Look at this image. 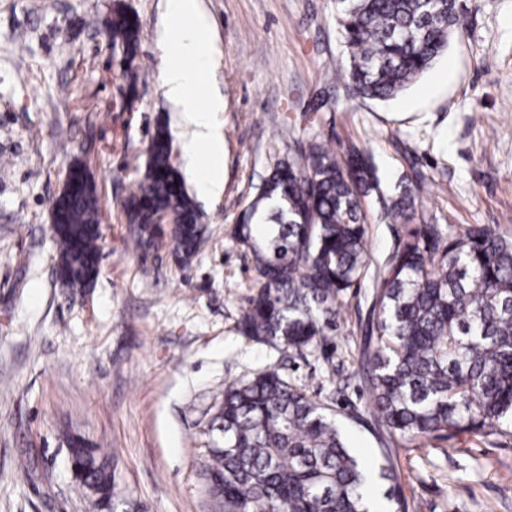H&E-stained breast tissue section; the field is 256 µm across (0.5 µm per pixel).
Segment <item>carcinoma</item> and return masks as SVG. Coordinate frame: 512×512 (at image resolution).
<instances>
[{"label": "carcinoma", "mask_w": 512, "mask_h": 512, "mask_svg": "<svg viewBox=\"0 0 512 512\" xmlns=\"http://www.w3.org/2000/svg\"><path fill=\"white\" fill-rule=\"evenodd\" d=\"M353 98L387 101L432 67L464 29L457 0H336ZM138 16L116 6L104 35L138 77ZM379 187L365 151L339 154L315 135L293 161H279L243 210L234 240L255 276L238 331L248 341L302 354L336 335L343 292L369 256L362 200ZM56 284L81 291L99 275L100 200L85 167L68 170L55 201ZM144 256L162 247L190 265L208 227L157 126L144 171L123 203ZM406 186L387 214L403 235L371 301L372 350L364 381L370 411L392 443L512 429V233L470 225L443 234L419 221ZM164 217L168 224L154 223ZM222 447L209 449L211 489L224 512H369L372 480L395 482L394 449L370 466L348 448L336 420L304 388L268 367L224 385L213 420ZM75 478L96 512L111 507L107 457L79 435L68 439Z\"/></svg>", "instance_id": "carcinoma-1"}]
</instances>
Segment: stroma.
Returning <instances> with one entry per match:
<instances>
[{"label": "stroma", "instance_id": "stroma-1", "mask_svg": "<svg viewBox=\"0 0 512 512\" xmlns=\"http://www.w3.org/2000/svg\"><path fill=\"white\" fill-rule=\"evenodd\" d=\"M117 0H0V512H91L66 438L105 449L120 499L141 512H223L211 493V424L225 383L272 366L335 414L352 452L376 462L385 432L370 415L363 358L375 278L401 225L383 200L420 184L427 223L512 231V0H460L468 30L398 98L354 100L336 0H200L206 84L220 94L224 187L201 199L209 233L191 265L169 249L141 257L122 208L158 125L194 190L189 128L168 99L165 0H118L141 23L139 79L96 29ZM331 101L311 109L314 97ZM368 149L380 192L365 206L366 275L342 298L335 336L300 356L236 327L252 256L234 244L239 214L272 165L308 136ZM88 167L103 221L93 288L55 282L51 208L74 160ZM399 499L385 512H512V438L463 434L396 449Z\"/></svg>", "mask_w": 512, "mask_h": 512}]
</instances>
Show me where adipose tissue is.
Masks as SVG:
<instances>
[{
	"mask_svg": "<svg viewBox=\"0 0 512 512\" xmlns=\"http://www.w3.org/2000/svg\"><path fill=\"white\" fill-rule=\"evenodd\" d=\"M166 15L176 27L177 45L194 41L206 19L198 0H166ZM206 77L201 64L168 65L163 71V84L168 98L184 106V120L192 128L189 151L195 166L198 194H218L224 184V142L214 123L215 112L224 108L222 97L214 96L202 105L190 102L193 90Z\"/></svg>",
	"mask_w": 512,
	"mask_h": 512,
	"instance_id": "1",
	"label": "adipose tissue"
}]
</instances>
